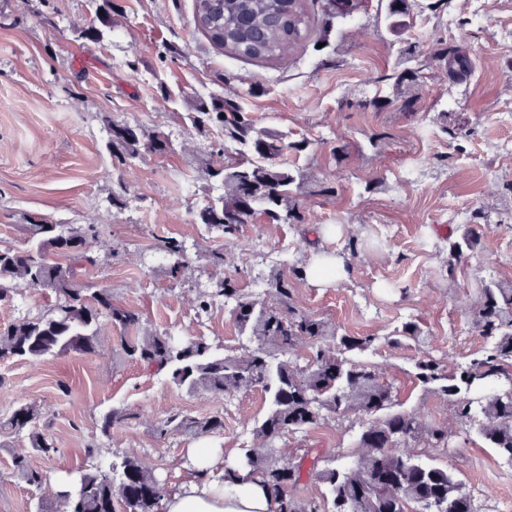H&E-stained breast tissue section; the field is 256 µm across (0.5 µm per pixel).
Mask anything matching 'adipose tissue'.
<instances>
[{
    "instance_id": "obj_1",
    "label": "adipose tissue",
    "mask_w": 512,
    "mask_h": 512,
    "mask_svg": "<svg viewBox=\"0 0 512 512\" xmlns=\"http://www.w3.org/2000/svg\"><path fill=\"white\" fill-rule=\"evenodd\" d=\"M196 475L188 485L163 496L159 512H277L274 498L257 482L238 481L234 486L212 477L222 462L219 451H192Z\"/></svg>"
}]
</instances>
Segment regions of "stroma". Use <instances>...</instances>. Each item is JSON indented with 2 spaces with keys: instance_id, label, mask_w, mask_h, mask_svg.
I'll return each instance as SVG.
<instances>
[{
  "instance_id": "stroma-1",
  "label": "stroma",
  "mask_w": 512,
  "mask_h": 512,
  "mask_svg": "<svg viewBox=\"0 0 512 512\" xmlns=\"http://www.w3.org/2000/svg\"><path fill=\"white\" fill-rule=\"evenodd\" d=\"M388 0H365L343 34L322 48L307 47L272 61L226 55L198 30L194 0H115L103 39L79 38L98 25L97 0H0V247L23 246L28 215L59 224H95L99 235L75 263L78 280L107 288L115 304L138 310L145 329L205 338L213 346L252 348L224 304L197 317L201 290L232 279L251 293L258 281L288 264H306L308 230L327 229L324 249L340 254L349 239L362 242L359 258L334 283L296 281L295 305L330 322L340 336H368L350 352L391 384L395 408L446 427L450 445L424 456L463 483L477 512H512V464L489 448L479 425L460 419L453 405L420 383L417 364L435 359L454 372L482 349L474 319L484 280L512 281V223L485 227L480 246L456 260L448 244L459 239L474 209L500 204L512 180V0H450L441 12H414L402 36L388 32ZM464 47L474 69L457 85L433 58L436 42ZM184 53L168 59L166 43ZM418 68L419 82L395 83V73ZM256 97L246 96L249 87ZM241 96L259 126L306 140L304 151L282 161L306 181L298 197L303 225L249 224L225 242L196 220L220 193L194 159L225 157L220 131L201 136L187 119L190 103L210 94ZM378 106L359 107L367 96ZM471 129L455 143L441 133L438 113ZM138 124L160 135L164 152L143 151L113 163L102 116ZM378 144H370V135ZM124 181L121 204L112 188ZM335 187L332 196L322 187ZM190 246L192 264L178 278L154 258L156 238ZM224 253L214 265L212 251ZM421 339L404 337L407 323ZM34 404L57 448L31 454L26 438L6 437L0 448V512H32L54 499L58 484L90 465L89 449L121 462L137 457L174 491L192 476L194 439L157 435L176 410L219 415L220 433L203 445L236 457L256 444L253 427L269 410L261 389L191 394L127 357L119 333L102 325L91 355L48 356L0 363V420L22 403ZM115 408L134 411L131 425L103 434L100 417ZM369 415L328 414L319 424L279 440L282 463L305 453L352 464ZM30 454L46 479L35 488L13 475L14 454Z\"/></svg>"
}]
</instances>
